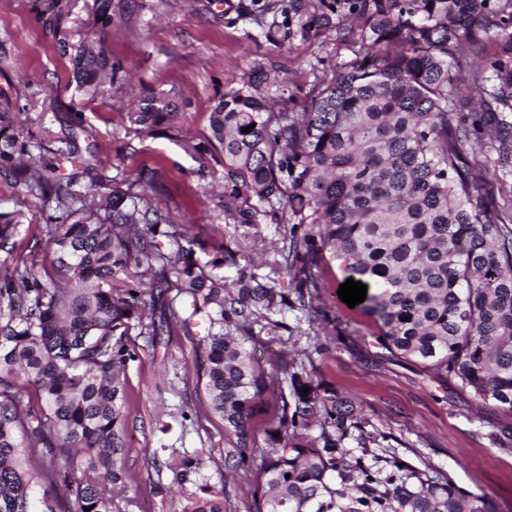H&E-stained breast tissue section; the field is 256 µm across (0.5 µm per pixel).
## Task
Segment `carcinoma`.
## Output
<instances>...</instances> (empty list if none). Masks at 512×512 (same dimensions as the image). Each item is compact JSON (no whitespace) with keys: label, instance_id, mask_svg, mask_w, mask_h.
Returning <instances> with one entry per match:
<instances>
[{"label":"carcinoma","instance_id":"carcinoma-1","mask_svg":"<svg viewBox=\"0 0 512 512\" xmlns=\"http://www.w3.org/2000/svg\"><path fill=\"white\" fill-rule=\"evenodd\" d=\"M67 15L63 0H41L38 20L94 98L123 68L94 40L72 43ZM343 15L348 54L302 111L275 108L255 69L227 82L196 147L223 149L226 197L282 206L286 289L228 245L200 264L148 196L116 184L98 200L76 174L37 165L0 112V174L55 203L41 228L50 257L0 260V512H125L130 500L106 489H126L128 368L194 325V371L235 437L224 472L253 474L247 512H494L377 447L356 401L312 353L284 349L281 331L290 309L313 317L315 270L338 260L367 286L358 308L382 348L512 412V0H293L284 25L302 43ZM95 22L112 25V0H95ZM180 115L152 91L126 120L152 135ZM201 469L186 456L176 478ZM200 489L184 512H224V490Z\"/></svg>","mask_w":512,"mask_h":512}]
</instances>
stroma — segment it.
Masks as SVG:
<instances>
[{"label":"stroma","mask_w":512,"mask_h":512,"mask_svg":"<svg viewBox=\"0 0 512 512\" xmlns=\"http://www.w3.org/2000/svg\"><path fill=\"white\" fill-rule=\"evenodd\" d=\"M75 39L100 36L127 75L105 95L76 93L69 63L37 20L39 0H0V112L13 113L33 156L50 159L77 144L89 163L84 180L100 195L120 184L131 195H149L200 240L196 256L208 261L214 247L241 250L262 275L277 277L285 233L280 212L256 207L253 224L240 223L235 204L224 200V154L194 151L210 135L209 116L229 76L247 79L267 71L277 102L301 110L346 51L335 31L312 38L303 56L288 41L273 44L255 17L280 18L289 0H112V26L98 33L94 0H66ZM176 99L181 115L172 130L156 135L131 131L125 114L143 88ZM54 213L51 200L0 176V222L17 224L13 254L44 255L40 226ZM343 275L331 262L313 291L312 329L325 346L316 370L356 398L387 445L415 466L430 464L466 491L512 512V449L498 437L512 433V416L485 411L419 365L394 357L376 341L371 317L343 305L336 289ZM194 343L181 330L142 353L127 375L130 396L126 470L134 501L127 512H183L195 485L178 484L179 461L199 457L201 475L224 483V512H246L250 475L222 479L232 439L208 407L204 384L193 370ZM194 421L181 418L185 403Z\"/></svg>","instance_id":"35a3bbf8"}]
</instances>
